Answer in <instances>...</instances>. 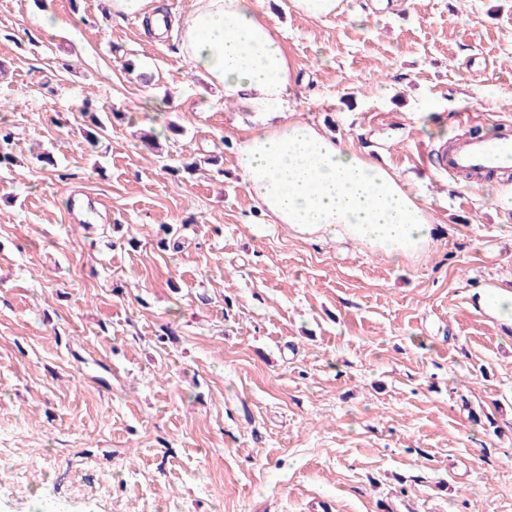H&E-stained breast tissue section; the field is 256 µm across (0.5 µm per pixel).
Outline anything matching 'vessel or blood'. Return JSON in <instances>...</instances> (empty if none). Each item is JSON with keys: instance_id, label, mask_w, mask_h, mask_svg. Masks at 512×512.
<instances>
[{"instance_id": "vessel-or-blood-1", "label": "vessel or blood", "mask_w": 512, "mask_h": 512, "mask_svg": "<svg viewBox=\"0 0 512 512\" xmlns=\"http://www.w3.org/2000/svg\"><path fill=\"white\" fill-rule=\"evenodd\" d=\"M437 162L441 172L467 175L469 183H478L499 170L512 166V135L499 139L467 137L458 140L452 149H440Z\"/></svg>"}]
</instances>
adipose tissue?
Wrapping results in <instances>:
<instances>
[{
    "instance_id": "adipose-tissue-1",
    "label": "adipose tissue",
    "mask_w": 512,
    "mask_h": 512,
    "mask_svg": "<svg viewBox=\"0 0 512 512\" xmlns=\"http://www.w3.org/2000/svg\"><path fill=\"white\" fill-rule=\"evenodd\" d=\"M175 26L182 54L225 101L255 112L286 104L297 67L253 0H195ZM236 169L259 209L306 241H349L398 263L424 254L436 235L427 207L395 174L312 122L246 128Z\"/></svg>"
}]
</instances>
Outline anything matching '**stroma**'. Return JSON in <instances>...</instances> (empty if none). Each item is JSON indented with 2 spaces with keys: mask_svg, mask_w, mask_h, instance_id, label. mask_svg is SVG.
I'll use <instances>...</instances> for the list:
<instances>
[{
  "mask_svg": "<svg viewBox=\"0 0 512 512\" xmlns=\"http://www.w3.org/2000/svg\"><path fill=\"white\" fill-rule=\"evenodd\" d=\"M342 6L263 0L298 67L267 119L427 204L439 235L398 264L260 213L234 169L258 115L177 31L0 0V512H512V328L477 305L512 290V185L426 162L512 125V0ZM88 104L121 115L93 146ZM294 10L307 18L322 19L336 16L341 0H291Z\"/></svg>",
  "mask_w": 512,
  "mask_h": 512,
  "instance_id": "stroma-1",
  "label": "stroma"
}]
</instances>
